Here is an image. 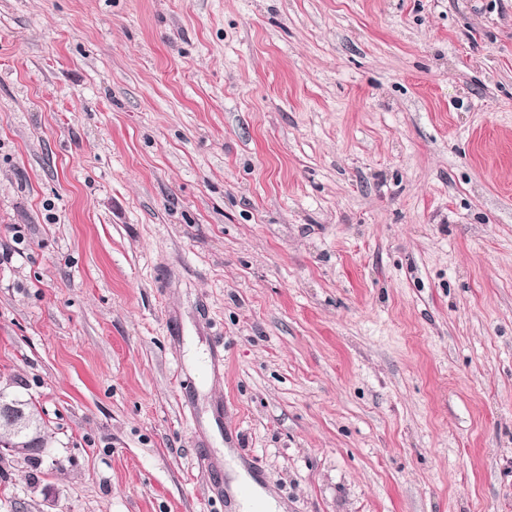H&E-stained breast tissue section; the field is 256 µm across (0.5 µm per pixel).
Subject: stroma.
<instances>
[{
  "label": "stroma",
  "mask_w": 512,
  "mask_h": 512,
  "mask_svg": "<svg viewBox=\"0 0 512 512\" xmlns=\"http://www.w3.org/2000/svg\"><path fill=\"white\" fill-rule=\"evenodd\" d=\"M0 390V512H512V0H0ZM1 398L3 404L7 403L12 406L16 405L15 401L21 400V403L18 405L22 408L30 422V426L25 431L17 432L14 426L15 414L8 412V408H2L0 412L1 452L2 449H4L11 453H15L20 448H26L27 452H18L15 453V455L23 458V460L27 461L31 465L37 466L40 462L39 456L41 451L43 448H46L47 442L44 431L45 426L42 419L40 418L36 406L29 400H23L18 397L9 396L4 392L0 394V401ZM4 443L11 445L12 448H10L9 445L6 446ZM36 448H41V451L36 452ZM240 472L241 469L238 466H234L233 472L230 471L233 480L229 483V492L234 498V508L241 509L242 512H283L279 503L271 494L256 488L253 484H251L253 497L248 498L240 495L238 487L241 482H244L241 478H238Z\"/></svg>",
  "instance_id": "obj_1"
}]
</instances>
